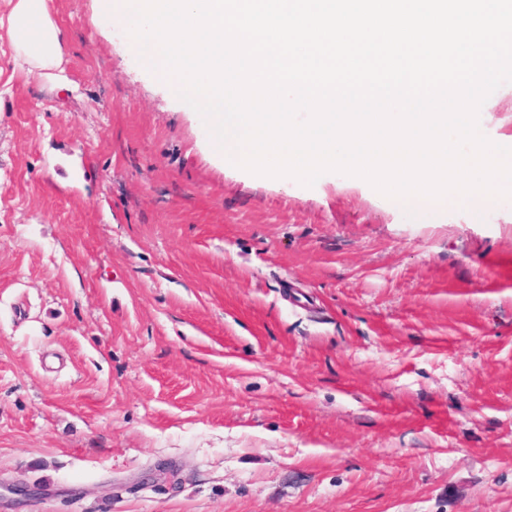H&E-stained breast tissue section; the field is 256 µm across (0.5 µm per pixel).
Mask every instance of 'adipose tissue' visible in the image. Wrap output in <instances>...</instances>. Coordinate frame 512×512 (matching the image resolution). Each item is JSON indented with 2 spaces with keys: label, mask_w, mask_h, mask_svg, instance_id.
<instances>
[{
  "label": "adipose tissue",
  "mask_w": 512,
  "mask_h": 512,
  "mask_svg": "<svg viewBox=\"0 0 512 512\" xmlns=\"http://www.w3.org/2000/svg\"><path fill=\"white\" fill-rule=\"evenodd\" d=\"M6 28L16 68L57 85L65 80V45L63 30L54 20L49 0H15Z\"/></svg>",
  "instance_id": "obj_1"
}]
</instances>
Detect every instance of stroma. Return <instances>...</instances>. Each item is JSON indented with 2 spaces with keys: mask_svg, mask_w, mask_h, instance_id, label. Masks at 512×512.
<instances>
[{
  "mask_svg": "<svg viewBox=\"0 0 512 512\" xmlns=\"http://www.w3.org/2000/svg\"><path fill=\"white\" fill-rule=\"evenodd\" d=\"M53 12L65 84L0 40V512H512V197L244 174Z\"/></svg>",
  "mask_w": 512,
  "mask_h": 512,
  "instance_id": "35a3bbf8",
  "label": "stroma"
}]
</instances>
